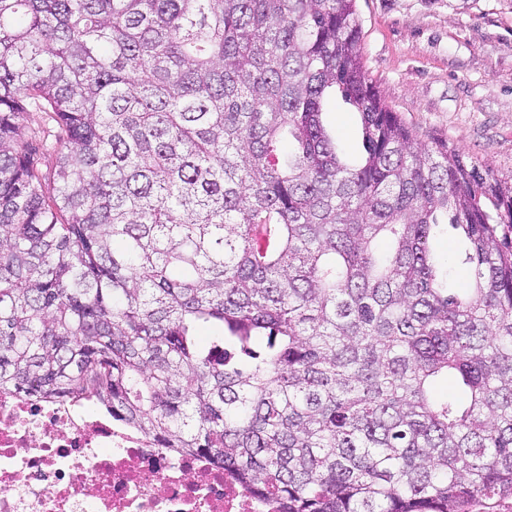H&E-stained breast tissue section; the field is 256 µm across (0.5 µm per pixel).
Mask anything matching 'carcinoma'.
Instances as JSON below:
<instances>
[{
  "instance_id": "obj_1",
  "label": "carcinoma",
  "mask_w": 512,
  "mask_h": 512,
  "mask_svg": "<svg viewBox=\"0 0 512 512\" xmlns=\"http://www.w3.org/2000/svg\"><path fill=\"white\" fill-rule=\"evenodd\" d=\"M360 34L356 0H0V389L93 393L283 512L512 500V186L418 145ZM324 120L336 138V147L346 156L361 151L359 114L344 103L339 94L329 96L324 104ZM433 253L440 264L448 263V257L454 261L453 269L457 271V285L458 288H463L467 278L468 271L460 264L464 258L465 246L460 242L455 232L448 226V235L444 234L438 236L431 243Z\"/></svg>"
}]
</instances>
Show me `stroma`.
Returning <instances> with one entry per match:
<instances>
[{"mask_svg":"<svg viewBox=\"0 0 512 512\" xmlns=\"http://www.w3.org/2000/svg\"><path fill=\"white\" fill-rule=\"evenodd\" d=\"M367 77L419 144L449 146L512 185V0H358ZM324 120L346 156L357 112L329 96Z\"/></svg>","mask_w":512,"mask_h":512,"instance_id":"stroma-1","label":"stroma"}]
</instances>
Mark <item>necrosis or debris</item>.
I'll return each instance as SVG.
<instances>
[{
  "label": "necrosis or debris",
  "instance_id": "1",
  "mask_svg": "<svg viewBox=\"0 0 512 512\" xmlns=\"http://www.w3.org/2000/svg\"><path fill=\"white\" fill-rule=\"evenodd\" d=\"M213 461L113 418L97 398L0 390V512H280Z\"/></svg>",
  "mask_w": 512,
  "mask_h": 512
}]
</instances>
